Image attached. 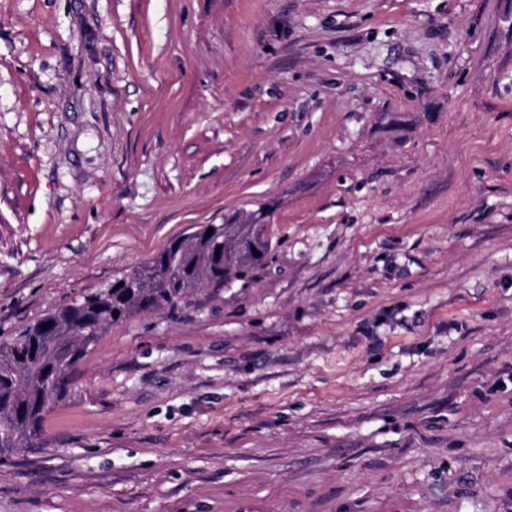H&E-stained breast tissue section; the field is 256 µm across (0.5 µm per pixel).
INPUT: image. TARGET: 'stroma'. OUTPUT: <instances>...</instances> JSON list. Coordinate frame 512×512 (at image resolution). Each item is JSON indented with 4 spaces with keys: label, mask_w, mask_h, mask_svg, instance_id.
<instances>
[{
    "label": "stroma",
    "mask_w": 512,
    "mask_h": 512,
    "mask_svg": "<svg viewBox=\"0 0 512 512\" xmlns=\"http://www.w3.org/2000/svg\"><path fill=\"white\" fill-rule=\"evenodd\" d=\"M263 205L0 512H512V0H0V341Z\"/></svg>",
    "instance_id": "obj_1"
}]
</instances>
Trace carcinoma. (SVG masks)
<instances>
[{
    "instance_id": "carcinoma-1",
    "label": "carcinoma",
    "mask_w": 512,
    "mask_h": 512,
    "mask_svg": "<svg viewBox=\"0 0 512 512\" xmlns=\"http://www.w3.org/2000/svg\"><path fill=\"white\" fill-rule=\"evenodd\" d=\"M268 216L262 206L222 224L197 225L170 240L148 265L46 313L1 342L0 463L20 448L38 447L45 417L67 398L78 361L112 324L172 307L204 284L245 283L255 267L267 264Z\"/></svg>"
}]
</instances>
